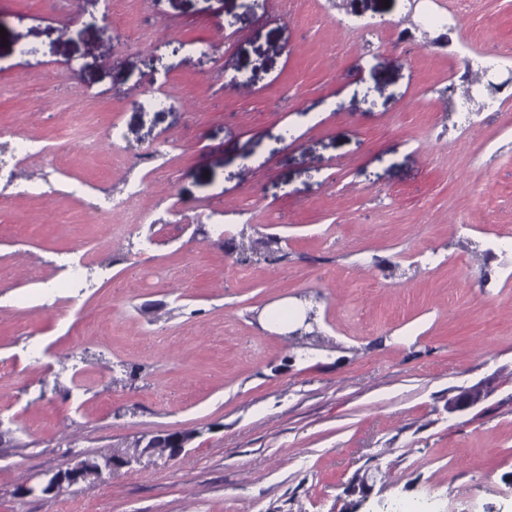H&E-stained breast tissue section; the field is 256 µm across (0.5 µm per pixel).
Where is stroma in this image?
I'll list each match as a JSON object with an SVG mask.
<instances>
[{"mask_svg":"<svg viewBox=\"0 0 512 512\" xmlns=\"http://www.w3.org/2000/svg\"><path fill=\"white\" fill-rule=\"evenodd\" d=\"M487 52L512 67V0H0V127L43 146L0 189V512H512ZM487 394V390L482 385L463 389L456 396L448 400V411L449 413L464 411L477 404ZM138 457L130 459L126 457H106L103 463L97 460L85 459L77 463L73 468L66 471H58L55 473L44 472L39 476V481L35 484H28L20 488V497H29L33 495H50L60 493L64 485L71 486L82 481L81 472L86 465H91L95 470L97 477L103 476L105 473H112V470L126 465L131 466L134 462L138 461Z\"/></svg>","mask_w":512,"mask_h":512,"instance_id":"35a3bbf8","label":"stroma"}]
</instances>
